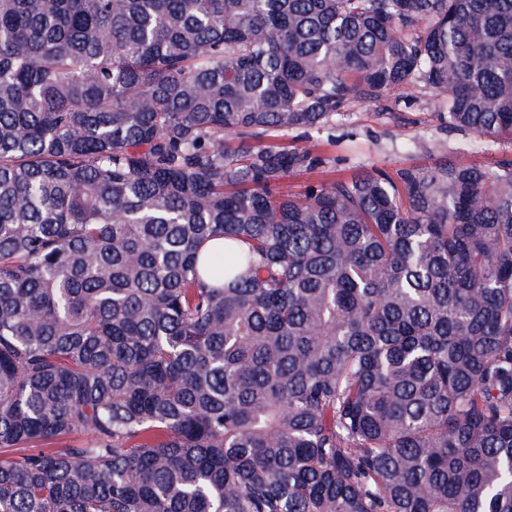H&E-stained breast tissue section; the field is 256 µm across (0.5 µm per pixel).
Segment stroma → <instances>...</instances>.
Returning <instances> with one entry per match:
<instances>
[{"mask_svg": "<svg viewBox=\"0 0 512 512\" xmlns=\"http://www.w3.org/2000/svg\"><path fill=\"white\" fill-rule=\"evenodd\" d=\"M438 108L415 89L392 91L380 101L356 107L319 134L322 151L336 157V173L362 169L430 166L439 159L487 164L512 155V144L489 143L460 132L442 133ZM445 152L432 153L435 140Z\"/></svg>", "mask_w": 512, "mask_h": 512, "instance_id": "1", "label": "stroma"}]
</instances>
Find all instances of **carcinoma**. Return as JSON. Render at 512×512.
Returning <instances> with one entry per match:
<instances>
[{"label": "carcinoma", "instance_id": "obj_1", "mask_svg": "<svg viewBox=\"0 0 512 512\" xmlns=\"http://www.w3.org/2000/svg\"><path fill=\"white\" fill-rule=\"evenodd\" d=\"M409 87L512 0H0V512H512V157L283 190Z\"/></svg>", "mask_w": 512, "mask_h": 512}]
</instances>
